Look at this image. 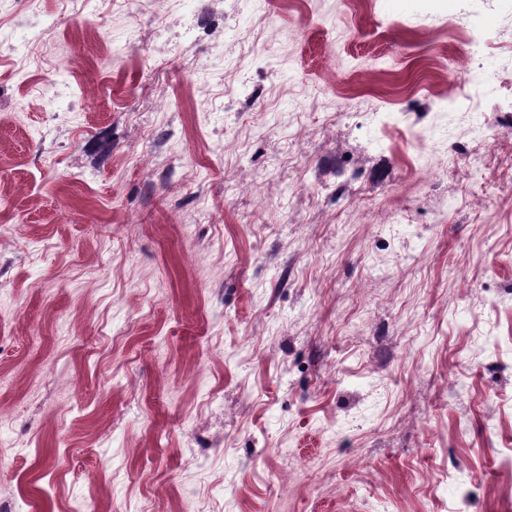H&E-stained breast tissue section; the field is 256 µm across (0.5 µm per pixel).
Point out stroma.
Segmentation results:
<instances>
[{
	"label": "stroma",
	"instance_id": "obj_1",
	"mask_svg": "<svg viewBox=\"0 0 512 512\" xmlns=\"http://www.w3.org/2000/svg\"><path fill=\"white\" fill-rule=\"evenodd\" d=\"M456 13L512 71V0H0V502L512 512Z\"/></svg>",
	"mask_w": 512,
	"mask_h": 512
}]
</instances>
